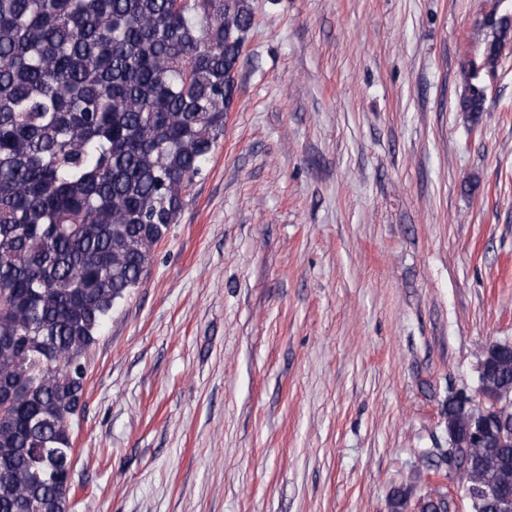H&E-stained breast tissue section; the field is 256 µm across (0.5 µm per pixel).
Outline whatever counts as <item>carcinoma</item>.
I'll return each mask as SVG.
<instances>
[{"mask_svg": "<svg viewBox=\"0 0 512 512\" xmlns=\"http://www.w3.org/2000/svg\"><path fill=\"white\" fill-rule=\"evenodd\" d=\"M251 0H0V512H68L72 436L85 354L112 310L142 285L183 194L224 138ZM483 66L496 68L512 25L492 16ZM460 110L477 120L470 84ZM485 390H512V344L480 348ZM450 447L471 512L508 474L512 401L446 400ZM490 419L485 442L471 420ZM450 476L448 451L416 450ZM397 489L387 512H406ZM417 512H449L429 483Z\"/></svg>", "mask_w": 512, "mask_h": 512, "instance_id": "cac0c4a2", "label": "carcinoma"}]
</instances>
